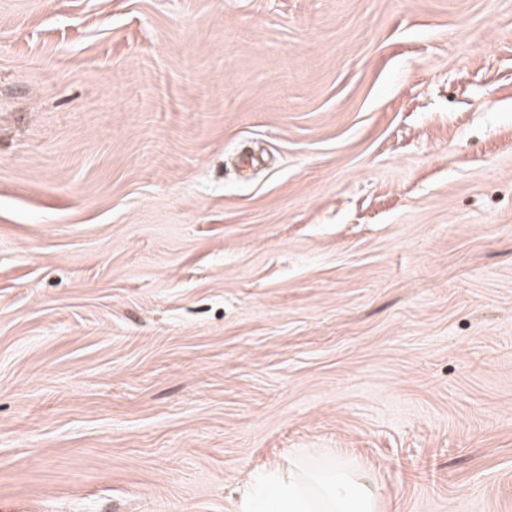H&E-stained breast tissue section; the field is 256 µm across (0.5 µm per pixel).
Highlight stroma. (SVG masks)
Returning a JSON list of instances; mask_svg holds the SVG:
<instances>
[{
	"label": "stroma",
	"instance_id": "stroma-1",
	"mask_svg": "<svg viewBox=\"0 0 512 512\" xmlns=\"http://www.w3.org/2000/svg\"><path fill=\"white\" fill-rule=\"evenodd\" d=\"M301 448L512 512V0H0V512Z\"/></svg>",
	"mask_w": 512,
	"mask_h": 512
}]
</instances>
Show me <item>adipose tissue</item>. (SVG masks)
Instances as JSON below:
<instances>
[{
    "mask_svg": "<svg viewBox=\"0 0 512 512\" xmlns=\"http://www.w3.org/2000/svg\"><path fill=\"white\" fill-rule=\"evenodd\" d=\"M371 476L335 459L311 458L298 451L288 463L254 474L238 512H378Z\"/></svg>",
    "mask_w": 512,
    "mask_h": 512,
    "instance_id": "1",
    "label": "adipose tissue"
}]
</instances>
